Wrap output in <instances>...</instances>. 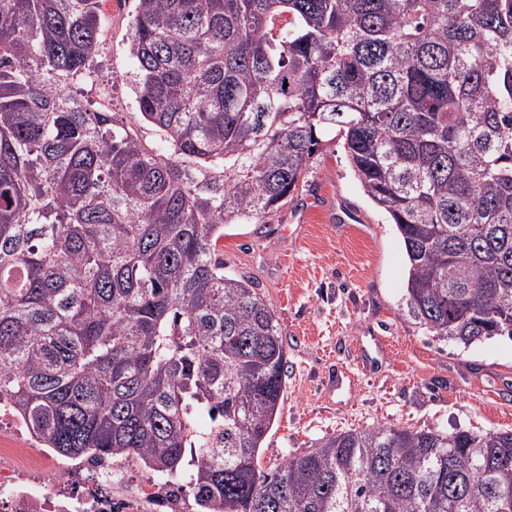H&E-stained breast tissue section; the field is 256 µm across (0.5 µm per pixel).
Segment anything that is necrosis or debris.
<instances>
[{
    "instance_id": "necrosis-or-debris-1",
    "label": "necrosis or debris",
    "mask_w": 512,
    "mask_h": 512,
    "mask_svg": "<svg viewBox=\"0 0 512 512\" xmlns=\"http://www.w3.org/2000/svg\"><path fill=\"white\" fill-rule=\"evenodd\" d=\"M187 484H127L111 458H59L0 396V512H191Z\"/></svg>"
}]
</instances>
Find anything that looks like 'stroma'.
<instances>
[{"label": "stroma", "instance_id": "stroma-1", "mask_svg": "<svg viewBox=\"0 0 512 512\" xmlns=\"http://www.w3.org/2000/svg\"><path fill=\"white\" fill-rule=\"evenodd\" d=\"M137 4L106 0L94 76L75 87L91 107L108 100L157 145L159 132L139 119L127 51ZM218 247L225 275L257 284L287 350L263 470L353 429L512 430V340L463 348L404 319V248L355 179L342 140L325 137L293 199L262 220L225 225Z\"/></svg>", "mask_w": 512, "mask_h": 512}]
</instances>
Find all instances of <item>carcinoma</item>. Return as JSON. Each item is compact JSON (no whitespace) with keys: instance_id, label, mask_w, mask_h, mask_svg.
Masks as SVG:
<instances>
[{"instance_id":"obj_1","label":"carcinoma","mask_w":512,"mask_h":512,"mask_svg":"<svg viewBox=\"0 0 512 512\" xmlns=\"http://www.w3.org/2000/svg\"><path fill=\"white\" fill-rule=\"evenodd\" d=\"M106 0H0V394L42 447L184 475L199 512H512V430L344 431L267 472L287 351L224 225L321 138L395 224L405 319L512 340V0H138L148 146L71 85Z\"/></svg>"}]
</instances>
